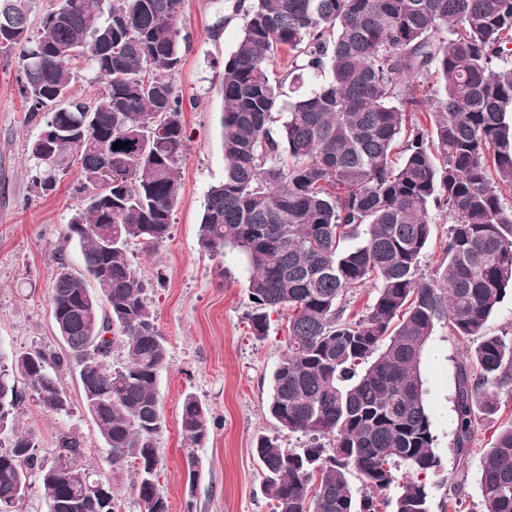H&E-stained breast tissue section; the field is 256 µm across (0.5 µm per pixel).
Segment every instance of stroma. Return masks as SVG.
<instances>
[{"mask_svg":"<svg viewBox=\"0 0 512 512\" xmlns=\"http://www.w3.org/2000/svg\"><path fill=\"white\" fill-rule=\"evenodd\" d=\"M222 13L219 0H183L178 23L190 33L191 46L174 76L189 136L179 161L181 190L168 238L155 246L136 240L128 246L132 265L153 282L147 298L167 341L168 364L156 387L163 416L156 446L159 488L169 512H270L254 444L261 436L278 437L288 448L304 443L299 435L279 429L267 410L272 372L287 351V311L271 313L267 336L256 339L247 323L253 302L244 256L230 247L214 254L199 243L208 191L225 174L221 72L243 34L238 16L214 32L212 26ZM44 126V117H32L18 93L14 64L0 59V361L5 363L30 349L64 352L50 305L57 247L65 246L74 273L84 268L79 247L64 241L69 220L82 205L72 189L79 179L77 168H70L45 194L32 181L36 163L27 144ZM464 356L462 344L439 327L422 358L426 401L442 457L439 476L428 483L432 512H441L445 480L461 470L468 474L466 495L478 502L481 457L499 428L512 420V395L502 396L496 414L478 417L469 455H457L454 376ZM56 377L68 395L69 413L46 414L20 377L16 387L21 400L11 422L17 429L35 431L38 451L49 461L62 435L77 437L85 463L99 477L109 478L107 447L83 406L76 368L57 372ZM188 394L205 404L215 420L209 441L196 449L183 442L179 431L181 405ZM191 453L201 463L192 490L185 474Z\"/></svg>","mask_w":512,"mask_h":512,"instance_id":"35a3bbf8","label":"stroma"}]
</instances>
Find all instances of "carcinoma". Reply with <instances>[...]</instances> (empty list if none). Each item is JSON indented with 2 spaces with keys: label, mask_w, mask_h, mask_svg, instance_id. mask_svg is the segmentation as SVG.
<instances>
[{
  "label": "carcinoma",
  "mask_w": 512,
  "mask_h": 512,
  "mask_svg": "<svg viewBox=\"0 0 512 512\" xmlns=\"http://www.w3.org/2000/svg\"><path fill=\"white\" fill-rule=\"evenodd\" d=\"M103 2L49 0L36 17L29 0H0V56L15 60L30 111L47 116L28 145L37 187L52 190L66 158L80 172L84 205L65 241L79 245L86 275L57 250L50 302L84 408L112 478L132 473L146 512H169L156 448L166 339L127 248L169 236L186 142L173 78L190 35L178 26L182 0ZM233 9L245 24L221 75L226 173L208 192L200 242L245 257L253 336H267L269 311L288 310L268 413L307 444L258 438L264 495L272 512H431L426 479L441 458L421 362L434 330L476 340L456 366L457 454L469 452L477 414H495L512 392V338L486 332L512 288V205L502 194L512 187V0H237ZM284 51L292 69L274 80ZM79 57L102 83L89 99L72 93ZM306 72L322 82L272 129L284 85ZM408 112H430L432 123L401 146ZM118 140L126 146L115 150ZM433 209L448 214V243L427 278ZM370 280L375 299L348 318L347 294ZM51 363L61 359L38 350L0 361V420L18 403V375L45 412L69 411ZM213 424L186 395V444H206ZM61 447L90 474L75 438ZM35 448L36 434L17 429L0 448V512L34 478L48 512H96L72 473ZM465 483L448 481L441 508L461 512ZM479 490L477 512H512V423L481 457Z\"/></svg>",
  "instance_id": "obj_1"
}]
</instances>
